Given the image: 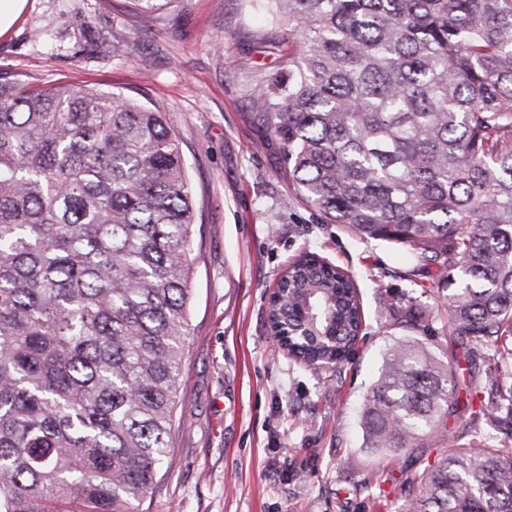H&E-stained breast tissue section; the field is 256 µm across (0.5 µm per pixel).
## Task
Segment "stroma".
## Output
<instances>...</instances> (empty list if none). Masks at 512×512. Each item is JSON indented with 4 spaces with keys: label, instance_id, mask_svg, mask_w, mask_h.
Segmentation results:
<instances>
[{
    "label": "stroma",
    "instance_id": "obj_1",
    "mask_svg": "<svg viewBox=\"0 0 512 512\" xmlns=\"http://www.w3.org/2000/svg\"><path fill=\"white\" fill-rule=\"evenodd\" d=\"M288 28L251 0H171L142 22L129 0H26L0 36V72L120 93L170 113L197 206L193 300L181 398L167 461L135 512H399L391 483L380 499L355 487L379 466L364 447L360 405L387 350L414 341L438 358L454 348L435 314L444 284L414 273L402 248L360 241L323 224L281 178L247 114L256 85L279 75ZM354 276L360 339L340 368L309 370L277 350L269 297L306 251ZM421 313L418 325L398 311ZM471 413L448 423L439 451L490 431L512 448V335L477 362Z\"/></svg>",
    "mask_w": 512,
    "mask_h": 512
}]
</instances>
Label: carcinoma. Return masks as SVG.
<instances>
[{"instance_id": "obj_1", "label": "carcinoma", "mask_w": 512, "mask_h": 512, "mask_svg": "<svg viewBox=\"0 0 512 512\" xmlns=\"http://www.w3.org/2000/svg\"><path fill=\"white\" fill-rule=\"evenodd\" d=\"M287 73L249 113L323 224L406 250L448 285L469 365L512 331V0H270ZM196 208L174 125L89 86L0 72V512H132L168 454ZM269 306L311 369L362 325L357 285L313 253ZM458 360L398 341L362 409L404 458L402 512H512V450L479 434L418 466L466 410Z\"/></svg>"}]
</instances>
